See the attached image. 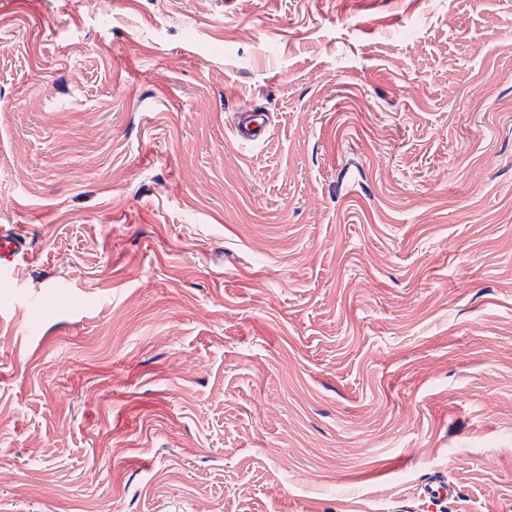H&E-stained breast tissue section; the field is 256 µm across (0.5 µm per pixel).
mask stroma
Returning a JSON list of instances; mask_svg holds the SVG:
<instances>
[{"label":"stroma","mask_w":512,"mask_h":512,"mask_svg":"<svg viewBox=\"0 0 512 512\" xmlns=\"http://www.w3.org/2000/svg\"><path fill=\"white\" fill-rule=\"evenodd\" d=\"M1 226L0 512H512V0H0ZM260 114L247 112L241 114V118L235 127V136L241 142H251L261 130L263 122ZM255 125V127H253ZM26 243L12 229H0V270L9 273L15 267V259Z\"/></svg>","instance_id":"obj_1"}]
</instances>
